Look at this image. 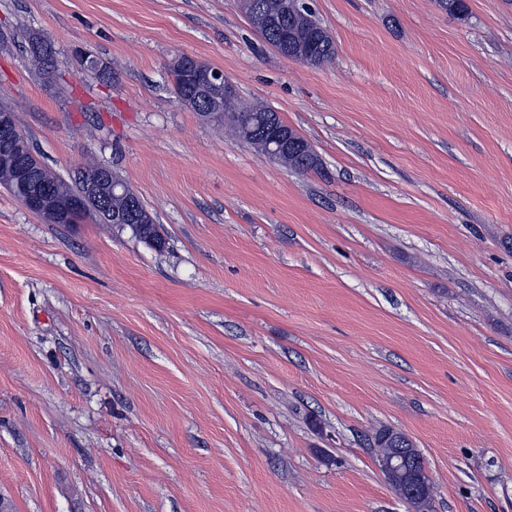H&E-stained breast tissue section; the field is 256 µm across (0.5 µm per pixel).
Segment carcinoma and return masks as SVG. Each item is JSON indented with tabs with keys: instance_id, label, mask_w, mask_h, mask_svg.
<instances>
[{
	"instance_id": "carcinoma-1",
	"label": "carcinoma",
	"mask_w": 512,
	"mask_h": 512,
	"mask_svg": "<svg viewBox=\"0 0 512 512\" xmlns=\"http://www.w3.org/2000/svg\"><path fill=\"white\" fill-rule=\"evenodd\" d=\"M253 6L246 11L252 26L261 37L271 46L276 47L284 57H294L311 65H321L335 55L336 47L327 29L316 20L315 15L302 0H284L280 17L273 20L269 17L270 5L275 0H252ZM32 62L43 76L45 82L51 84L50 68L54 58L48 52L47 45L41 42L30 44ZM218 109L223 116L217 118L219 122H228L236 136L250 143L256 149H261L271 130L288 132L290 127L280 118L278 112L269 106L256 104L243 107L239 103L234 86L224 91ZM296 141L290 143L289 151L280 154L278 161L298 172L316 170L319 167L318 156L310 143L298 133H293ZM35 176L54 191L61 189L68 195L80 196L84 192V184L79 179L81 174H92L102 168L100 164H89L76 170V174L65 179L39 159L31 161ZM129 206V198L114 197L110 201V209L106 210L97 205L96 201L85 203L82 214L95 215L100 223H105L106 214L124 212ZM144 222L131 225L135 237L157 248L163 246V239L159 233L156 219L145 204H140ZM376 455L380 459H390L405 456L410 461L422 459L420 452L414 448L412 442L402 433L391 428H382L376 432L373 441ZM395 491L403 497L411 498V504L417 512H428L432 508L431 484L419 487L406 484L401 478L390 480Z\"/></svg>"
}]
</instances>
